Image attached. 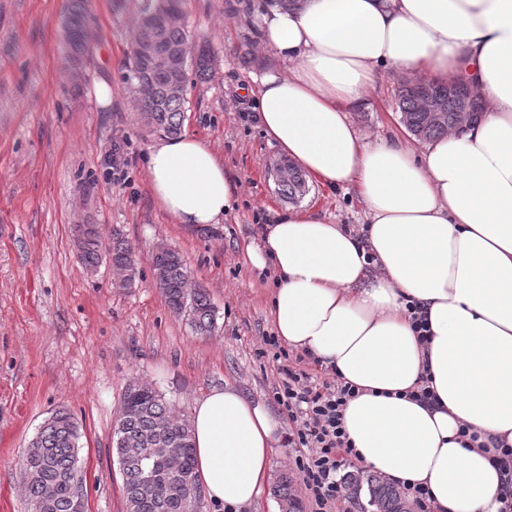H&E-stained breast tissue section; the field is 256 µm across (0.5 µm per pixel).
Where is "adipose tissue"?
Listing matches in <instances>:
<instances>
[{"label":"adipose tissue","mask_w":512,"mask_h":512,"mask_svg":"<svg viewBox=\"0 0 512 512\" xmlns=\"http://www.w3.org/2000/svg\"><path fill=\"white\" fill-rule=\"evenodd\" d=\"M259 38L277 59L251 77L264 135L318 184L354 191L368 221L360 234L307 206L271 212L246 259L277 277L275 336L359 387L343 422L360 465L427 486L435 512H499L512 493L494 465L512 448V0H302L261 14ZM387 69L474 85L486 111L419 148L369 144L352 114ZM147 171L176 223H219L237 202L194 136L156 141ZM424 375L434 400L409 399ZM191 428L208 498L255 502L279 421L228 383L196 403Z\"/></svg>","instance_id":"obj_1"}]
</instances>
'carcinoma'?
Instances as JSON below:
<instances>
[{
  "instance_id": "obj_1",
  "label": "carcinoma",
  "mask_w": 512,
  "mask_h": 512,
  "mask_svg": "<svg viewBox=\"0 0 512 512\" xmlns=\"http://www.w3.org/2000/svg\"><path fill=\"white\" fill-rule=\"evenodd\" d=\"M62 20L67 29L64 37L67 67L78 74L87 67L91 56L90 0H65ZM155 28L163 36L164 52L188 43L180 16V0H152L142 12L132 41L150 37ZM199 50L198 56L185 57L183 71L206 82L213 76L215 56L206 45L199 46ZM130 61L131 79L136 87H152L151 95H140V110L148 127L168 136L180 135L185 98L170 95L165 79L156 75L150 63L136 53H131ZM428 91L440 95L448 122H453L454 101L448 98L447 88L433 81L404 85L399 100L406 128L425 140L448 132L443 124L425 121L420 112L421 98ZM271 175L278 193L288 202L294 203L306 194L305 178L292 162H274ZM76 246L87 268H96L105 257L119 275V287L130 288L136 282L138 262L119 231H112L106 238L98 225L85 224L78 230ZM151 263L153 270L162 271L157 285L172 311L185 317L196 334L212 333L215 314L210 297L200 286L186 287L187 270L179 253L171 250L154 254ZM80 438L79 423L65 409L56 410L44 420L29 443L22 466L29 512H77L75 479L81 473ZM113 443L123 480L126 512H185L187 489L199 490L189 420L178 417L156 389L134 383L124 393L120 416L113 429ZM147 448L155 449V455L149 459L144 456ZM345 482L350 499L361 512H409L404 498L377 474L349 473ZM364 489L368 492L365 504L361 501ZM273 493L281 512H301L295 482L289 474L279 476Z\"/></svg>"
}]
</instances>
